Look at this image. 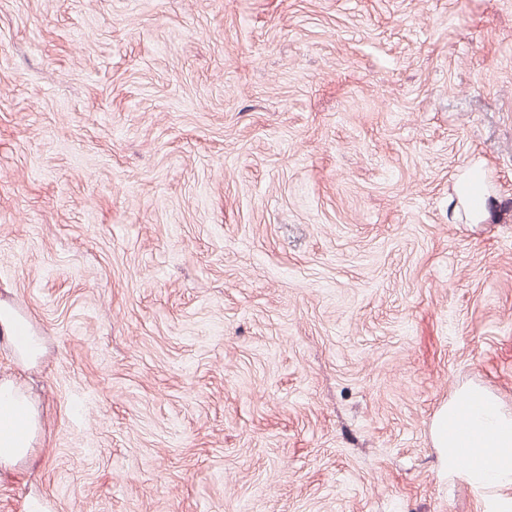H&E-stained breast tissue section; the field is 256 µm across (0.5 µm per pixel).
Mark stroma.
<instances>
[{
    "instance_id": "stroma-1",
    "label": "stroma",
    "mask_w": 512,
    "mask_h": 512,
    "mask_svg": "<svg viewBox=\"0 0 512 512\" xmlns=\"http://www.w3.org/2000/svg\"><path fill=\"white\" fill-rule=\"evenodd\" d=\"M1 300L0 512H486L431 427L512 412V0H0ZM455 196L453 210L457 215L460 206L467 207L470 220L474 224L485 218L487 210V192L485 176L482 167L478 164L467 169L458 179L454 188ZM0 327L8 335L16 360L25 367L35 365L43 355L40 336L29 320L19 317L8 303H0ZM39 428L38 412L22 387L12 379L0 380V467L24 459Z\"/></svg>"
}]
</instances>
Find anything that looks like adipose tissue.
I'll list each match as a JSON object with an SVG mask.
<instances>
[{"label": "adipose tissue", "instance_id": "adipose-tissue-1", "mask_svg": "<svg viewBox=\"0 0 512 512\" xmlns=\"http://www.w3.org/2000/svg\"><path fill=\"white\" fill-rule=\"evenodd\" d=\"M454 193L455 206L468 208L472 221L484 219L487 192L480 165L459 177ZM0 329L20 364L29 367L42 357L40 336L6 303H0ZM39 428L38 412L22 387L0 380V467L24 459ZM432 437L449 476H463L476 492H491V512H512V414L493 396L476 387L465 389L463 399H450L434 417Z\"/></svg>", "mask_w": 512, "mask_h": 512}]
</instances>
